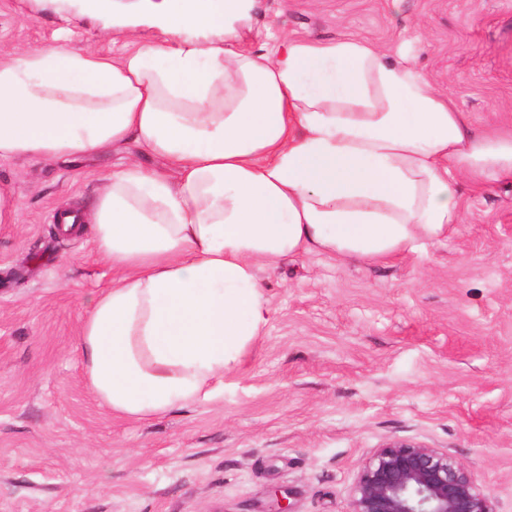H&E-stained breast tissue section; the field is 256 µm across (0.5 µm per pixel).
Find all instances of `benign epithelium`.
<instances>
[{
    "mask_svg": "<svg viewBox=\"0 0 512 512\" xmlns=\"http://www.w3.org/2000/svg\"><path fill=\"white\" fill-rule=\"evenodd\" d=\"M348 512H498L494 498L451 452L391 440L362 463Z\"/></svg>",
    "mask_w": 512,
    "mask_h": 512,
    "instance_id": "benign-epithelium-1",
    "label": "benign epithelium"
}]
</instances>
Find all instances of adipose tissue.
Listing matches in <instances>:
<instances>
[{"mask_svg":"<svg viewBox=\"0 0 512 512\" xmlns=\"http://www.w3.org/2000/svg\"><path fill=\"white\" fill-rule=\"evenodd\" d=\"M157 38L115 56L0 51V159L133 143L81 220L117 271L77 347L89 391L148 420L210 400L263 334L259 266L382 260L461 221L459 176L512 178V133L478 132L409 58L351 37L243 41L255 0H143Z\"/></svg>","mask_w":512,"mask_h":512,"instance_id":"obj_1","label":"adipose tissue"}]
</instances>
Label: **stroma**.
Returning <instances> with one entry per match:
<instances>
[{"label":"stroma","mask_w":512,"mask_h":512,"mask_svg":"<svg viewBox=\"0 0 512 512\" xmlns=\"http://www.w3.org/2000/svg\"><path fill=\"white\" fill-rule=\"evenodd\" d=\"M267 26L401 49L476 128L512 129V0H258ZM77 8L0 0V50L112 51ZM135 145L51 161L1 159L17 200L0 224V512H348L371 451L413 439L455 454L512 512V180L461 182L448 236L385 261L300 253L260 270L271 320L224 393L148 421L90 394L76 337L116 273L87 210Z\"/></svg>","instance_id":"35a3bbf8"}]
</instances>
